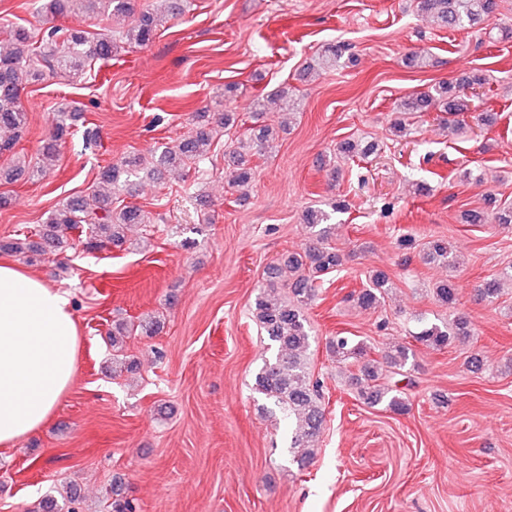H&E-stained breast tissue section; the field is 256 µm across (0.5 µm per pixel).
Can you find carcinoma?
<instances>
[{
	"label": "carcinoma",
	"mask_w": 512,
	"mask_h": 512,
	"mask_svg": "<svg viewBox=\"0 0 512 512\" xmlns=\"http://www.w3.org/2000/svg\"><path fill=\"white\" fill-rule=\"evenodd\" d=\"M184 0H164L160 9L136 11L134 0H45L43 9L53 16L75 13L79 6L86 14L100 9L113 15L132 18V26L125 32L129 44L143 46L158 31L167 15L177 16L183 11ZM417 11L432 16L449 28H466L482 24L496 10L497 0H416ZM120 45L112 37V30L103 29L90 33L79 28L52 26L41 35L25 27L10 31L7 42L0 45V154L10 152L18 143L27 116L20 101V91L25 85L40 80L42 67L49 66L55 75L71 83L85 79L86 64L93 60H109L116 55ZM342 45L328 44L321 50L318 65L334 69L353 58H344ZM483 85V79L471 75L456 84L442 82L407 96L401 103L403 114L439 111L446 114L443 122L451 129L462 128L458 116L469 111L471 98L466 89ZM236 122L233 112H215L202 119L191 135L174 147H165L154 157L149 177L163 179L168 173L187 172L192 166L208 158L215 135ZM68 111L55 113L50 136L42 141L39 160L26 156L16 158L14 168L7 176L28 175L33 181L41 180L46 170L43 162L59 154V147L69 135ZM274 129L261 125L249 129L237 139L229 156L234 167L229 189L245 190L257 176V167L246 164L245 156L270 153L274 150ZM337 151L347 159H367L380 151L376 141L347 139L339 143ZM143 159L132 155L119 166H109L100 174V181L90 192L66 199L47 213L41 229L23 238L0 239V252L44 258L57 254L75 240L85 237L90 245L99 249L109 246L122 247L124 229L131 224H150V213L137 205H114L112 188L121 177L142 170ZM485 209L468 210L464 221L482 224L487 214L496 223L512 225V207L497 203L491 195L484 198ZM305 220L313 237L299 251L288 254L281 261L270 265L266 278L259 287L252 305V316L259 323L264 335L278 351L275 362L263 367L255 377V390L279 410L288 421L290 429L289 449L298 467L306 468L314 459L313 443L318 439L325 422V409L321 402L320 383L312 381L309 370L310 328L304 309L312 304L324 286L326 277L343 266V257L330 243L332 227L330 215L322 209H309ZM424 259L448 265L452 262V250L448 240L437 237L428 242ZM393 288L390 277L377 271L369 277L358 293L351 294L358 307L375 310L384 295ZM436 300L444 306L455 307L458 291L455 285L442 280L433 288ZM159 330V321L148 317L138 324L117 322L112 326V374L135 372L138 364L123 353V338L138 332L152 336ZM469 322L459 317L446 324H425L413 339L428 349L442 351L449 346L469 341ZM329 351L339 361L361 363V375L353 378L359 399L375 407L386 404L396 413L408 409L406 393L396 383L387 379L381 364L400 374L413 356V349L399 344L385 352L382 360L370 358L369 347L352 336L338 333L329 339Z\"/></svg>",
	"instance_id": "1"
}]
</instances>
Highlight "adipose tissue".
Segmentation results:
<instances>
[{"instance_id":"1","label":"adipose tissue","mask_w":512,"mask_h":512,"mask_svg":"<svg viewBox=\"0 0 512 512\" xmlns=\"http://www.w3.org/2000/svg\"><path fill=\"white\" fill-rule=\"evenodd\" d=\"M80 334L66 291L0 261V447L45 429L78 370Z\"/></svg>"}]
</instances>
